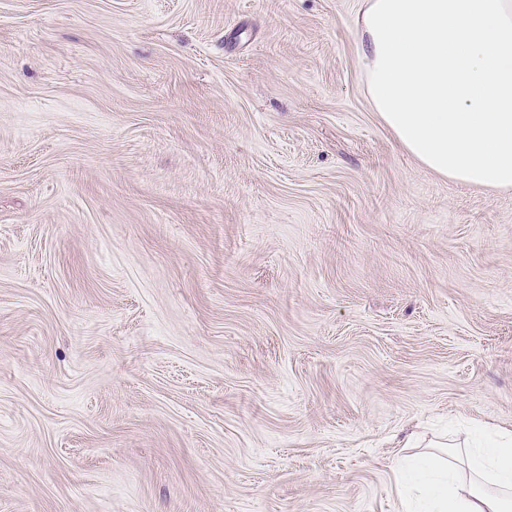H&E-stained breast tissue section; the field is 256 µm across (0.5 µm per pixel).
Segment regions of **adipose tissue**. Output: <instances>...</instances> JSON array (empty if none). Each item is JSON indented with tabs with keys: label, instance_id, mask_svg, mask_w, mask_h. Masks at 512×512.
<instances>
[{
	"label": "adipose tissue",
	"instance_id": "adipose-tissue-1",
	"mask_svg": "<svg viewBox=\"0 0 512 512\" xmlns=\"http://www.w3.org/2000/svg\"><path fill=\"white\" fill-rule=\"evenodd\" d=\"M477 432L475 447L436 440L417 451L419 478L398 490L402 512H512V432Z\"/></svg>",
	"mask_w": 512,
	"mask_h": 512
}]
</instances>
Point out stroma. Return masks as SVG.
<instances>
[{
	"label": "stroma",
	"mask_w": 512,
	"mask_h": 512,
	"mask_svg": "<svg viewBox=\"0 0 512 512\" xmlns=\"http://www.w3.org/2000/svg\"><path fill=\"white\" fill-rule=\"evenodd\" d=\"M362 0H0V512H400L512 431V191L373 112ZM377 1H379V0H362V6H361V11H360V23H359L360 39H361V41L363 42V45H364L363 56H362V59H361L363 85H364L366 97L368 99V102H369L373 112H376L378 114V116L380 117L382 122L393 133L396 141L399 143V145L405 151H407L410 155H412L421 165H423L424 167H426L429 170L433 171L437 175H439L441 177H444V178H447V179L452 180V181L468 184V185L475 186V187L490 188V189H495V190H500V191H510V190H512V185H508L507 187H505V186H502V187L501 186H497V187L489 186L487 184L485 185V184L478 183V182L476 183L474 181L472 182V180L466 181V180H462L461 178H454V177H450V176L447 177V175H444L443 173H440V171H437V170L431 168L430 167L431 165L429 166L427 163H425L423 160H421L419 157H417V155L414 152H412L411 149H409V147H407L406 144H404L402 139L399 137L398 133L391 126L392 124L390 125L385 120V118L382 117V115L379 113L378 108L376 107L375 101L372 100V97H371L372 95L369 93V90H368V87L370 86V84H368L369 76H368V72H367V69H369V72H370V70L374 69L373 65H374V63H376V57H377L376 46L377 45H374V39H373L374 36H372V34L368 31V26L366 25L365 20H364V18H366L365 17L366 14L364 12L370 6H372L374 3H376Z\"/></svg>",
	"instance_id": "35a3bbf8"
}]
</instances>
